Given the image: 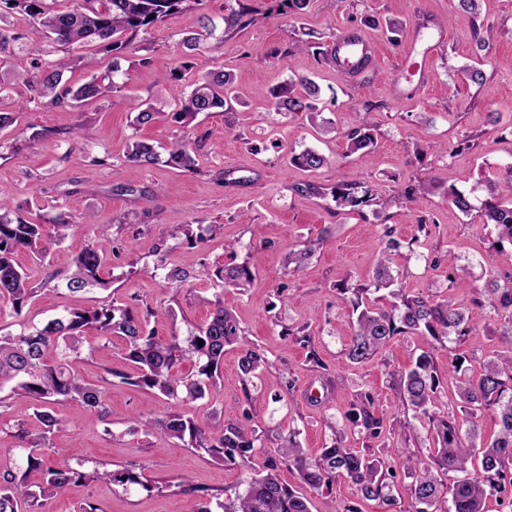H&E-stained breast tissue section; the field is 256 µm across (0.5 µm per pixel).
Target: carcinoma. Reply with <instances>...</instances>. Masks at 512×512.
Returning <instances> with one entry per match:
<instances>
[{
  "mask_svg": "<svg viewBox=\"0 0 512 512\" xmlns=\"http://www.w3.org/2000/svg\"><path fill=\"white\" fill-rule=\"evenodd\" d=\"M205 0H71V7L55 10L47 0H5L6 8L24 17L27 27L19 29L0 15V54L15 43L26 40L48 41L58 45L97 42L107 52L130 49L139 32L176 14L192 3ZM237 7L223 16L225 31H239L255 21L254 9L247 0H235ZM284 13L301 16L310 0H276ZM457 10L468 15L473 23L477 45L485 38L477 25L481 0H456ZM68 60L46 58L37 47L29 48L14 66L13 81L0 75V100L8 98L13 84L23 83L30 93L19 105L18 111L0 110V132L18 121V112L27 107L80 104L102 95L109 86L96 75L73 87L64 78ZM231 75L209 72L193 82L192 90L180 94V109L175 121L189 122L203 112H222L233 99ZM275 109L285 112H305L312 123H319L322 112L318 107L320 88L312 80L296 82L292 79L276 84L271 90ZM346 151L350 154L365 150L372 152L376 139L363 123H355L344 133ZM202 136H183L164 151L140 140L131 143L126 154L127 169L136 174L156 165H165L183 173L198 171L196 151ZM299 166L318 169L327 163L326 157L312 149L294 155ZM431 183L410 184L399 194L379 202L382 208L402 201L414 202L432 193ZM299 195L331 196L339 209L357 210L374 201L372 194L360 181H350L331 189L311 185L294 186ZM448 198L464 215L477 211L482 223L494 227L496 243L512 246V163L506 166L502 179L489 185L488 198L475 208L469 197L457 189L448 188ZM32 203L10 207L0 200V300L10 302L16 315H21L29 299L46 289L56 279L47 276L41 288L32 286L30 274L17 263L16 256L27 252L44 259L48 248L43 239V225L30 218ZM221 228L209 224L193 233L191 225H178L169 231L172 239L185 237L191 244L202 243L206 235ZM323 244L319 238L291 251L286 265L296 268L310 260ZM384 255L376 271L375 290L393 285ZM112 267L108 258L88 246L71 256L64 278L65 287L72 293L104 287L106 269ZM248 264L217 266L210 269L201 263L198 277L219 287L244 288L252 279ZM337 291L357 314L356 332L348 348V359L361 363L373 357L396 336L425 331L431 338L432 351L421 353L414 366L400 374L396 381L398 406L413 411L412 418L400 423L405 432L417 431L414 420L424 415L432 423V438L428 454L420 456L406 448L402 456L404 476L409 479L405 492L408 507L393 495L398 474L386 465L387 446L378 452L346 448L340 437L334 436L321 448L316 457L309 456L292 432L283 439L278 455L267 456L263 470L246 482L243 491H236L217 503L221 512H311L309 500L283 482L279 469H295L300 479L310 488L319 490L333 486L342 477L353 483L362 499L377 500L384 512H484L487 496L504 494L512 505V322L502 327L500 336L505 344L502 352L487 362L477 377L465 374L459 364L461 356L448 353V375L457 381L459 405L453 410L440 408L442 376L434 359L433 350L446 347L450 337H461L480 325L486 310L512 314V284L501 286L492 282L471 306L460 304L449 296L441 301L430 294H408L398 288L391 291L396 302L386 309L378 301L368 302L370 288L362 284L343 283ZM203 301L212 306L207 321L194 326L185 336L174 334L160 340L149 328L148 321L128 306L112 302L83 310H67L39 325L20 324L14 335H0V409L8 407V399L23 396L37 405L34 416L37 432L18 428L15 438L22 443L25 455L21 460L9 459L0 467V512H28L40 501L64 491L79 480L103 481L128 487L148 482L130 469L114 471L81 470L83 461L77 458L75 448H51L48 434L62 426L55 407L69 401L80 403L99 418L107 414L105 392L91 380L71 372L67 361L78 353L81 333L95 330L105 339L119 336L124 340L125 359L136 368L133 374H121L124 382L158 391L168 400L193 403L205 397L210 386L216 384L224 364L226 347L238 342L240 327L233 315L224 309L217 296ZM203 344H198V341ZM190 361L195 372L179 373V364ZM269 367V360L258 346L242 349L239 368L247 377H256ZM492 412L498 423V432L490 441L476 445L478 418L484 411ZM470 420L471 433L466 445L460 437V417ZM349 420L360 428V433L372 442L385 437L387 424L373 410V395L368 390L357 393L351 403ZM131 431L183 441L192 448L204 450L210 457L226 464H235L265 453L259 445L256 429L247 424L217 425L211 420H195L178 412H169L163 418L141 416L130 426ZM41 475L33 484L29 476ZM448 488L450 497L443 496ZM181 492L188 497L190 512H213L210 502L196 494L191 487Z\"/></svg>",
  "mask_w": 512,
  "mask_h": 512,
  "instance_id": "cac0c4a2",
  "label": "carcinoma"
}]
</instances>
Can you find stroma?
Masks as SVG:
<instances>
[{
  "label": "stroma",
  "mask_w": 512,
  "mask_h": 512,
  "mask_svg": "<svg viewBox=\"0 0 512 512\" xmlns=\"http://www.w3.org/2000/svg\"><path fill=\"white\" fill-rule=\"evenodd\" d=\"M232 2L205 0L140 32L120 61L121 88L77 109L44 106L23 112L17 124L0 132V198L13 205L37 202L38 220L45 225L61 212L73 221L65 239L48 237L50 263L18 254L33 283H41L47 272L65 271L68 254L88 245L111 257L113 246L122 242L135 260L130 266L127 259H113L114 280L107 287L36 297L18 316L9 302L0 301V334L17 333L23 319L40 323L67 309L113 301L147 314L158 336L183 335L207 319L204 300L218 293L192 278L163 286L153 270L157 260L192 275L204 263H240L249 253L257 255L248 288L227 287L218 294L242 334L225 353L220 378L203 400L178 407L154 391L122 382V374L134 368L124 357L121 339L107 346L96 332L84 333L80 354L70 366L82 374L115 371L105 396L107 416L101 419L78 403H66L58 409L64 424L49 439L57 448L78 446L85 469L131 468L150 486L126 491L119 485L81 482L46 501L43 512H75L87 500L101 512H185L181 486L204 494L231 492L264 461L259 455L246 463H218L179 440L130 432L137 414L154 417L178 408L190 417L210 416L227 424L247 414L262 432L264 447H279L294 431L313 455L336 430L346 447H363L346 418L349 400L361 388L372 390L377 414L389 421L397 417L395 380L430 340L421 334L397 336L372 359L350 362L346 349L355 319L336 291L344 279L373 285L385 246L382 226L371 207L346 213L331 199L294 194V186L329 188L357 176L381 198L410 183L433 182L434 194L389 211L400 243L390 265L396 287L409 293L427 290L439 300L451 294L467 304L490 281L504 285L512 279V248L495 247L494 232L478 217L464 216L446 196L453 187L485 198L488 181L500 178L502 164L512 160V0H482L480 20L493 31L482 51L455 0H312L298 19L278 14L275 0H251L256 21L205 40L190 54L191 68L184 77L189 83L210 71L231 73L240 104L197 115L188 126L178 123L180 87L166 79L179 64L178 43L198 31L203 18L223 28ZM390 19L403 25L394 42L386 28ZM344 30L363 33L372 47L370 61L354 78L321 63L316 51L332 45ZM276 47L283 56L271 57ZM144 57L149 65H141ZM465 65L481 69L483 81L465 78L460 72ZM291 78L319 85L320 106L324 117L335 122L334 133L322 134L305 113L276 112L271 90ZM371 101L376 104L372 110L367 107ZM144 104L152 106L156 118L139 128L132 120ZM492 112L498 113V123H490ZM358 118L377 137L374 153L346 152L343 134ZM45 129L49 137L32 140V133ZM188 129L205 136L198 174L157 166L130 178L120 175L133 140L165 146ZM467 135L473 148L457 152L458 141ZM19 137L29 145L15 154L10 146ZM306 148L325 155L327 165L310 171L292 164L291 156ZM104 156L110 165H95V158ZM225 170L241 177V184H224ZM127 183L150 191L151 199L121 192ZM89 212L94 223H83ZM130 213L144 226L133 239L118 228ZM104 224L109 232H101ZM177 224H216L220 230L195 246L167 237L168 227ZM326 228L332 235L308 265H286L289 251ZM450 252L458 265L452 288L447 267L431 266L432 259ZM511 319L504 312L488 313L487 327L452 340V352L464 356L467 374H479L501 351L495 332ZM302 326L309 343L281 334L283 328ZM247 345L262 348L270 366L246 392L239 358ZM313 353L319 364L310 362ZM282 375L293 379V388L278 384Z\"/></svg>",
  "instance_id": "1"
}]
</instances>
